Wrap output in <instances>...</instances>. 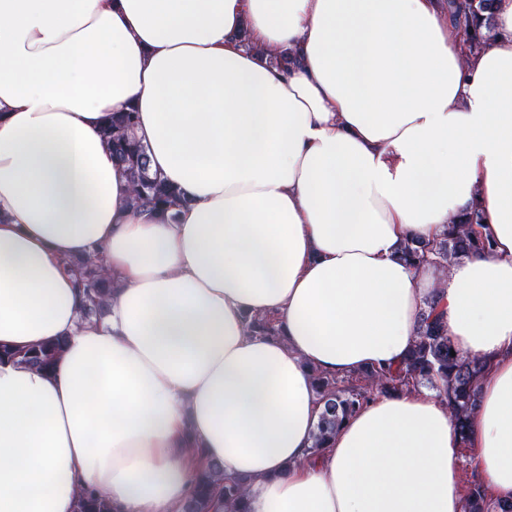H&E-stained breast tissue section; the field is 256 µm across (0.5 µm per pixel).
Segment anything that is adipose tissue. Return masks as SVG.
<instances>
[{
	"instance_id": "1",
	"label": "adipose tissue",
	"mask_w": 512,
	"mask_h": 512,
	"mask_svg": "<svg viewBox=\"0 0 512 512\" xmlns=\"http://www.w3.org/2000/svg\"><path fill=\"white\" fill-rule=\"evenodd\" d=\"M467 55L441 0H0V512H181L198 471L251 512H464L437 392L379 395L311 455L312 373L401 362L440 296L490 357L470 418L477 479L512 501V0ZM135 108L183 194L134 210L102 138ZM480 205L492 254L397 249ZM116 283L80 318L69 261ZM275 319L280 339L249 335ZM64 342L48 341L32 345L26 349L0 348V359L13 361L38 370H51L64 351ZM112 500L96 494L94 491L82 490L76 504V512H116Z\"/></svg>"
}]
</instances>
